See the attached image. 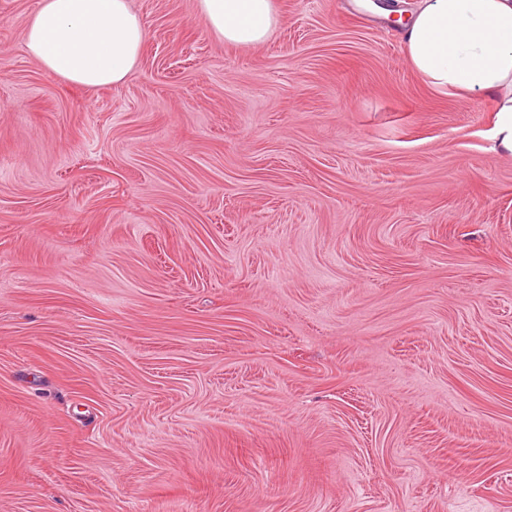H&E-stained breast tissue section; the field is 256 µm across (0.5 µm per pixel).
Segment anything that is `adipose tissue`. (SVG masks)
I'll list each match as a JSON object with an SVG mask.
<instances>
[{"instance_id": "adipose-tissue-1", "label": "adipose tissue", "mask_w": 512, "mask_h": 512, "mask_svg": "<svg viewBox=\"0 0 512 512\" xmlns=\"http://www.w3.org/2000/svg\"><path fill=\"white\" fill-rule=\"evenodd\" d=\"M197 10L235 46L262 44L279 24L275 0H197ZM146 37L129 0H40L24 47L67 84L99 89L131 75ZM400 38L434 88L495 100V148L512 154V0H417Z\"/></svg>"}]
</instances>
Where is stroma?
<instances>
[{
  "label": "stroma",
  "instance_id": "stroma-1",
  "mask_svg": "<svg viewBox=\"0 0 512 512\" xmlns=\"http://www.w3.org/2000/svg\"><path fill=\"white\" fill-rule=\"evenodd\" d=\"M254 47L129 0L85 90L0 0V512H512V155L375 0Z\"/></svg>",
  "mask_w": 512,
  "mask_h": 512
}]
</instances>
